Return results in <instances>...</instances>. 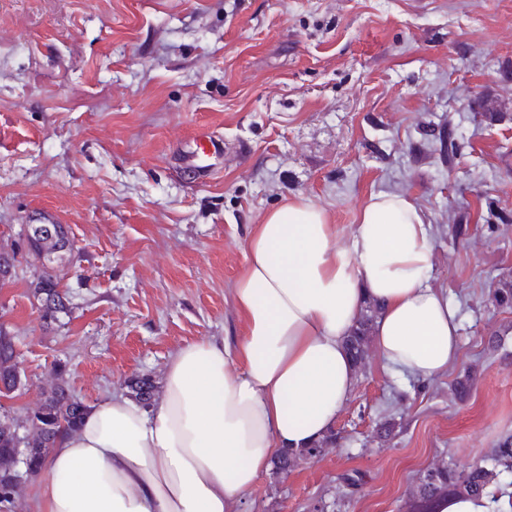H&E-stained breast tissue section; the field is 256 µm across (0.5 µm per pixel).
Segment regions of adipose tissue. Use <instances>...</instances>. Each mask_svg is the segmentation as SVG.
Here are the masks:
<instances>
[{
	"instance_id": "ef3b65f1",
	"label": "adipose tissue",
	"mask_w": 512,
	"mask_h": 512,
	"mask_svg": "<svg viewBox=\"0 0 512 512\" xmlns=\"http://www.w3.org/2000/svg\"><path fill=\"white\" fill-rule=\"evenodd\" d=\"M432 227L404 194H371L348 235L306 198L269 211L233 286V341L177 351L154 406L120 393L62 433L30 488L33 512H233L275 457L333 433L359 372L366 304L383 369L426 382L458 357L460 320L428 280Z\"/></svg>"
}]
</instances>
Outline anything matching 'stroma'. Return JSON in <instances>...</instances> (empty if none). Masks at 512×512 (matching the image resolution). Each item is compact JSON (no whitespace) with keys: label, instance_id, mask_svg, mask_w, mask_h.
I'll return each mask as SVG.
<instances>
[{"label":"stroma","instance_id":"stroma-1","mask_svg":"<svg viewBox=\"0 0 512 512\" xmlns=\"http://www.w3.org/2000/svg\"><path fill=\"white\" fill-rule=\"evenodd\" d=\"M421 123L455 131L452 162ZM201 129L224 141L206 181L180 167ZM379 191L433 228L460 355L422 384L368 351L339 446L268 472L235 512H400L427 468L512 435V308L491 302L512 283V0H0V255L15 260L0 329L25 382L12 415L36 408L53 366L89 405L133 375L161 383L186 344L242 335L233 285L266 212L305 197L345 234ZM44 213L73 241L51 264L69 311L49 325L50 264L25 239Z\"/></svg>","mask_w":512,"mask_h":512}]
</instances>
